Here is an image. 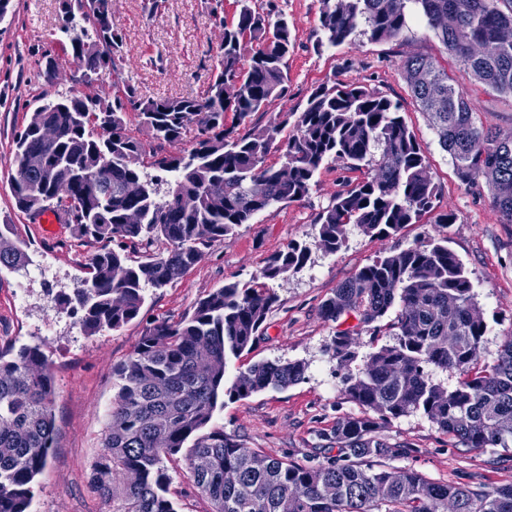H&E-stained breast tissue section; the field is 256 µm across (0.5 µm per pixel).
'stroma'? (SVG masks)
Segmentation results:
<instances>
[{"mask_svg": "<svg viewBox=\"0 0 512 512\" xmlns=\"http://www.w3.org/2000/svg\"><path fill=\"white\" fill-rule=\"evenodd\" d=\"M276 2L292 24L295 48L288 57V93L273 100L260 123L288 120L300 113L311 91L321 85L358 81L398 101L431 165L438 187L437 209L455 216L454 223H436L426 215L398 233L377 236L354 224L344 228V243L325 252L318 243L316 219L343 185L370 176V169L352 170L339 160L325 163L309 195L258 213L235 236L215 242L202 259L165 288L151 292L139 317L121 329L85 335L74 319L55 309L49 291H71L85 277V265L98 243L75 237L70 226L47 235L42 225L19 212L9 188L13 139L39 104L43 92H68L77 63L57 38L59 0H11L12 11L0 21V225L12 227V241L23 242L30 265L0 271V347L41 345L55 385V448L36 479L30 512H106L89 477L101 448L116 392L113 368L134 350L143 329L157 320H180L195 303L230 282L259 276L267 261L292 241L306 243L305 267L289 272L269 286L278 300L260 343L230 359L227 377L262 360H302L306 378L285 390H266L217 409L214 426L236 436L260 456L298 461L327 447L338 420L361 409L341 392V379L328 348L337 331L353 328L355 319L325 320L323 303L339 284L377 257L428 238L447 237L449 248L471 273L473 292L487 332L480 362L493 364L505 336L512 334V224L503 223L488 198L477 197L457 179L449 155L412 98L402 61L419 54L434 57L454 84L465 90L485 126L512 133V97L476 82L450 56L421 19H412L406 36L396 41H371L355 32L337 47L317 48L321 37V0H255L259 9ZM210 0H114V24L124 45L115 70L103 76L96 92L113 93L114 83L134 86L141 97L202 96L219 59L220 32L210 14ZM58 62L55 78H47L45 56ZM28 279L26 305L14 301L18 279ZM52 324L53 335L43 333ZM382 433L392 443L410 446L408 457L394 460L441 483L474 486L512 482V460L494 463L491 453L451 447L446 434L429 419L413 413L389 420ZM171 494L179 512H210L186 473L182 457L165 459Z\"/></svg>", "mask_w": 512, "mask_h": 512, "instance_id": "obj_1", "label": "stroma"}]
</instances>
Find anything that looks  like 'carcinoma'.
<instances>
[{
	"instance_id": "carcinoma-1",
	"label": "carcinoma",
	"mask_w": 512,
	"mask_h": 512,
	"mask_svg": "<svg viewBox=\"0 0 512 512\" xmlns=\"http://www.w3.org/2000/svg\"><path fill=\"white\" fill-rule=\"evenodd\" d=\"M252 2L235 0L230 23L221 16L224 0L210 6L223 36L204 96L145 100L129 85L111 98L44 93L15 134L9 185L17 209L37 215L57 208L78 238L103 244L89 259L88 277L72 292L52 295L55 308L77 318L87 335L137 319L147 291L179 278L211 244L273 205L305 198L330 158L358 169L381 151L374 174L337 191L318 214L319 245L327 252L341 247L347 224L389 236L435 209L429 162L399 104L358 82L313 89L294 131L281 141L284 163L277 169L266 164L284 123L260 126L253 116L287 95L294 41L284 13L259 12ZM321 2V47L341 45L361 24L372 41L398 40L418 15L478 82L512 95V41L497 43L501 29H512V0ZM112 9L113 0H60L58 32L79 63L77 84L91 87L114 66L123 38ZM402 67L459 181L487 194L503 223L512 224V193L502 192L512 185V140L482 124L467 93L434 59L412 55ZM129 112L156 143L151 152L129 133ZM192 125L189 150H164ZM34 156L43 166L23 169ZM144 241L165 248L130 259L127 246ZM309 257L306 244L289 243L251 282L228 283L179 321L147 326L112 370L117 391L91 472L110 512H178L163 466L164 458L178 454L212 512H447L450 497L457 512H512V483H440L388 464L410 447L390 443L382 423L416 412L456 448L512 447V334L494 364L479 366L486 325L472 317L473 284L446 237L377 258L322 305L326 320L352 316L358 330L373 336L376 323L400 306L390 325L395 342L361 364L354 331L336 332L330 357L343 371V394L363 415L336 422V449H321L322 461L266 457L258 467L256 452L211 425L221 398L235 402L305 379L302 360L257 362L230 382L225 365L264 335L277 301L268 281L302 269ZM26 259L21 247L0 238V269L18 270ZM435 370L458 374L457 385L435 382ZM54 397L40 346L0 348V512H28L34 480L55 447ZM329 485L336 489L332 498L324 494Z\"/></svg>"
}]
</instances>
